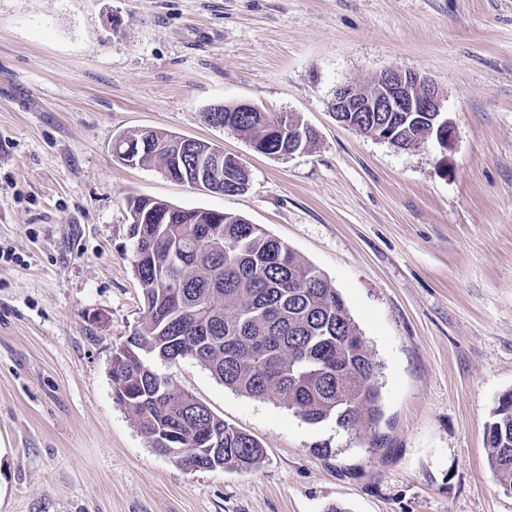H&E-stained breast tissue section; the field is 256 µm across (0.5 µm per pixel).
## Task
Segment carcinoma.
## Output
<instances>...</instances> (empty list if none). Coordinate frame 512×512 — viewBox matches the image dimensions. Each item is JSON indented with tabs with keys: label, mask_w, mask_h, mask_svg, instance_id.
I'll use <instances>...</instances> for the list:
<instances>
[{
	"label": "carcinoma",
	"mask_w": 512,
	"mask_h": 512,
	"mask_svg": "<svg viewBox=\"0 0 512 512\" xmlns=\"http://www.w3.org/2000/svg\"><path fill=\"white\" fill-rule=\"evenodd\" d=\"M233 126L267 155H288L294 112H235ZM392 117L398 148L430 129L423 112H354L364 132ZM226 173L222 194L244 188ZM131 265L143 297L142 322L128 336L133 357L112 368L115 401L152 447L191 471L252 469L264 450L179 388L162 367L190 357L224 386L279 402L308 424L350 435L382 415L378 365L338 290L316 267L260 226L221 211L180 208L173 224H132ZM488 463L512 490V391L485 428Z\"/></svg>",
	"instance_id": "1"
}]
</instances>
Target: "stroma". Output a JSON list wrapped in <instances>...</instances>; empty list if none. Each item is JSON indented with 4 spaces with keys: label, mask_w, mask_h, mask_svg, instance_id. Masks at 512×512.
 Returning a JSON list of instances; mask_svg holds the SVG:
<instances>
[{
    "label": "stroma",
    "mask_w": 512,
    "mask_h": 512,
    "mask_svg": "<svg viewBox=\"0 0 512 512\" xmlns=\"http://www.w3.org/2000/svg\"><path fill=\"white\" fill-rule=\"evenodd\" d=\"M445 97L451 149L339 124L338 85L387 69ZM250 102L317 142L288 158L203 119ZM155 129L223 145L235 195L115 159ZM260 225L342 294L376 359L382 417L351 437L167 373L266 451L190 472L115 402L143 316L127 200ZM0 512H512L485 426L512 390V0H0Z\"/></svg>",
    "instance_id": "1"
}]
</instances>
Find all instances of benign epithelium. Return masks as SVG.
I'll use <instances>...</instances> for the list:
<instances>
[{
	"mask_svg": "<svg viewBox=\"0 0 512 512\" xmlns=\"http://www.w3.org/2000/svg\"><path fill=\"white\" fill-rule=\"evenodd\" d=\"M330 110L337 112H435L440 116L439 129L432 136L441 150L452 147L455 140L453 123L445 116L444 97L438 86L415 69L386 70L376 84L363 90L355 83H343L336 88ZM152 139L141 132L138 139L122 137L115 142L114 155L129 166L138 165L143 155L150 151ZM175 166L163 169L170 179L178 173L187 179L193 189L213 190L218 176L227 168L241 162L224 154V147L211 143L198 153L194 139L175 135L168 144ZM132 223L140 224L147 213L153 211L152 200H131L128 203Z\"/></svg>",
	"mask_w": 512,
	"mask_h": 512,
	"instance_id": "benign-epithelium-1",
	"label": "benign epithelium"
}]
</instances>
